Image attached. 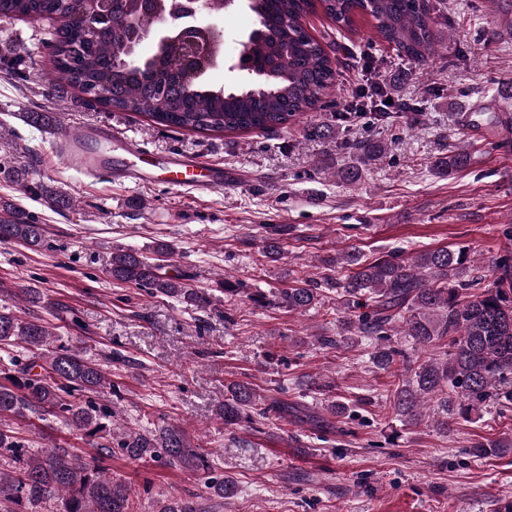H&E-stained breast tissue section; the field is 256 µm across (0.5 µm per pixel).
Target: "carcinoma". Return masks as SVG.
<instances>
[{
    "mask_svg": "<svg viewBox=\"0 0 512 512\" xmlns=\"http://www.w3.org/2000/svg\"><path fill=\"white\" fill-rule=\"evenodd\" d=\"M99 5L91 0H0V16L66 14L54 45L55 71L85 94L100 89L105 103L161 125L200 133L272 131L316 109L336 83V70L321 43L304 28L303 17L319 8L338 26L350 27L357 14L373 20L379 39L399 50L409 62L436 52L433 29L439 12L434 0H248L256 20L254 31L238 50L252 80L233 89L215 88L203 81L213 67L214 50L200 53L194 71L181 65L183 46L171 40L154 45L149 56L135 64L122 61L123 50L135 36L133 23L142 19V0H108L106 13L86 37L82 15ZM347 118L317 131L337 138ZM464 152H450L437 162L449 172L467 164ZM31 191L52 208H65L69 199L40 184ZM286 224L268 226L267 258L283 254ZM46 242L45 225L9 202H0V245L39 248ZM327 270H349L343 278L325 275L301 279L278 289L274 298L248 294L240 284H224V293L247 295L253 302L305 312L320 303L323 292L336 291L346 305L361 310L357 318L340 321L336 337L317 342L336 346L356 337L374 345L372 363L388 371L402 363L401 383L394 390L392 409L418 423L427 400L440 401L441 429L448 418H471L482 406L512 408V238L490 265V275L468 265L461 249L422 250L412 256L391 252L372 260L356 251H343L324 260ZM112 279L134 284L151 294L173 298L200 312L213 306L212 294L190 288L163 264L121 247L112 252ZM12 298L27 304V316L0 304V419L51 416L88 438H117L121 453L132 460L164 455L185 468L208 471V457L196 450L190 436L177 427L133 430L117 422L116 411L100 401L116 392L103 366L63 341L49 323L32 312L43 307L40 291L29 286L11 290ZM401 334L421 350L443 346V362L421 355L412 359L394 347ZM217 417L226 426L259 417L269 420L274 405L247 381L227 387ZM477 457L512 453V438L476 441ZM112 448L102 446L89 459L65 448H44L34 454L28 441L9 424L0 422V512H23L43 506L52 512H137L127 483L102 466ZM157 512H201L187 498L165 495Z\"/></svg>",
    "mask_w": 512,
    "mask_h": 512,
    "instance_id": "obj_1",
    "label": "carcinoma"
}]
</instances>
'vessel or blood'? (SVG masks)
I'll list each match as a JSON object with an SVG mask.
<instances>
[{
    "label": "vessel or blood",
    "mask_w": 512,
    "mask_h": 512,
    "mask_svg": "<svg viewBox=\"0 0 512 512\" xmlns=\"http://www.w3.org/2000/svg\"><path fill=\"white\" fill-rule=\"evenodd\" d=\"M117 129L92 126L59 139L57 156L70 168L97 175H117L140 185L147 182L148 167H162L165 181L174 189L215 191L236 179L234 172L197 156H158L146 147L119 142Z\"/></svg>",
    "instance_id": "vessel-or-blood-1"
}]
</instances>
